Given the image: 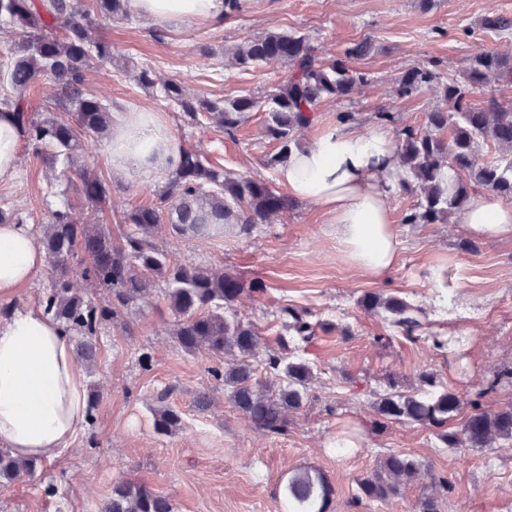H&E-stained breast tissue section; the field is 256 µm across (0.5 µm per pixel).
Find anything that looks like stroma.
Wrapping results in <instances>:
<instances>
[{
	"instance_id": "stroma-1",
	"label": "stroma",
	"mask_w": 512,
	"mask_h": 512,
	"mask_svg": "<svg viewBox=\"0 0 512 512\" xmlns=\"http://www.w3.org/2000/svg\"><path fill=\"white\" fill-rule=\"evenodd\" d=\"M490 14L512 18V0H433L427 8L421 0H240L239 9L220 22L176 26L155 24L135 11L126 18L103 16L99 32L112 42V61L91 69L89 87L113 111L161 113L179 144L198 146L225 171L273 183L277 169L269 160L279 146L264 134V112L246 114L231 137L209 122L191 127L164 100L159 83L179 82L193 97H264L283 67L244 71L228 62L229 52L266 32L303 34L320 54L346 59L369 81L348 97L318 103L301 145L342 112L355 113L352 126L362 132L376 125L375 114L384 108L399 113L402 124L419 127L426 112L440 105L438 92L398 96L399 76L411 67H430L438 83L459 81L477 51L512 52V30L483 27ZM362 41L369 44L367 54L346 57ZM141 67L151 70L156 88L137 83ZM111 145L103 140L82 152L77 164L106 180L112 209L102 219L114 225L123 211L152 203L168 176L145 183L120 178ZM79 186L77 175L61 176L24 149L15 173L0 180V204L17 209L38 235L49 210L68 204L77 214L90 213ZM414 202L399 191L388 196L401 248L397 266L382 281L345 261L321 211L305 201H295L281 221L236 236L179 237L162 224L156 241L171 262L221 268L244 282L265 284L266 293L244 294L236 306L263 338L258 357L277 350L287 333L281 307L303 308L327 321L309 352L315 375L309 401L289 413L283 433L254 428L210 374L214 359L178 348L171 334L176 316L164 282L155 280L120 320L102 327L96 359L83 367L86 391L96 399L92 425L62 454L40 461L35 477L0 485V512H99L122 479L168 498L174 512H283L279 486L291 468L304 466L321 470L331 482L330 512H417L419 499L431 490L425 478L386 503L354 500L357 479L396 450L426 461L447 480L442 512H512L511 442L458 454L436 447L431 432L419 425L371 427L374 394L386 377H398L411 390L423 369L463 395L498 381L485 408L512 404V381L503 377L512 368V238H481L478 253H466L461 244L467 235L459 225L403 223ZM367 292L422 307L426 333L465 337L463 349L439 350L395 335L380 315L361 306ZM144 353L150 366L140 362ZM202 393L209 398L204 407L197 403ZM167 408L180 414L181 424L162 434L155 419ZM347 429L359 446L340 457L331 446ZM50 484L57 489L52 496L45 492Z\"/></svg>"
}]
</instances>
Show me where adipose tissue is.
<instances>
[{
    "label": "adipose tissue",
    "instance_id": "obj_1",
    "mask_svg": "<svg viewBox=\"0 0 512 512\" xmlns=\"http://www.w3.org/2000/svg\"><path fill=\"white\" fill-rule=\"evenodd\" d=\"M157 24L219 21L224 0H134ZM177 141L154 112L118 115L112 134L115 172L146 182L179 160ZM398 159L385 127L359 133L327 127L311 146L293 150L278 180L294 198L320 207L355 269L379 279L398 262L399 242L387 204ZM452 223L476 237H512V205L486 195L456 211ZM46 265L28 225H0V296L30 282ZM85 377L70 333L40 306L0 320V445L20 459H51L82 432Z\"/></svg>",
    "mask_w": 512,
    "mask_h": 512
}]
</instances>
